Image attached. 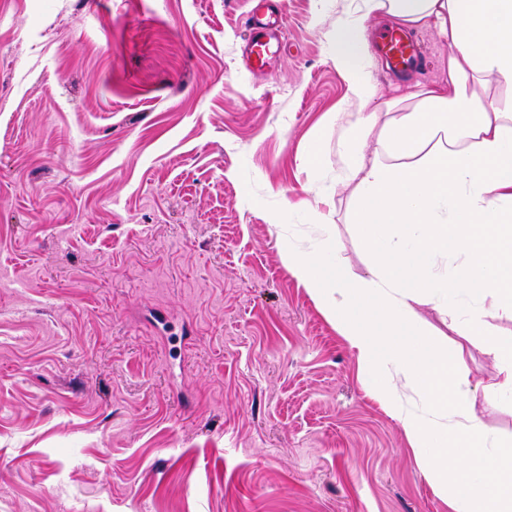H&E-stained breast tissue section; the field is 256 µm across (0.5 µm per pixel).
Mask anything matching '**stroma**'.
Listing matches in <instances>:
<instances>
[{
	"mask_svg": "<svg viewBox=\"0 0 512 512\" xmlns=\"http://www.w3.org/2000/svg\"><path fill=\"white\" fill-rule=\"evenodd\" d=\"M0 0V512H448L371 374L288 269L328 213L372 258L342 165L301 163L352 110L325 51L359 0ZM374 106L448 76V44ZM248 24L250 37L243 49V60L248 69L262 71L280 50L279 20L264 4L250 12Z\"/></svg>",
	"mask_w": 512,
	"mask_h": 512,
	"instance_id": "35a3bbf8",
	"label": "stroma"
}]
</instances>
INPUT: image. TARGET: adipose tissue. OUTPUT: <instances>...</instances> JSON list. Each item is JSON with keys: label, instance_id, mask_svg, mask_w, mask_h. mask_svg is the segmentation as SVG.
I'll return each mask as SVG.
<instances>
[{"label": "adipose tissue", "instance_id": "ef3b65f1", "mask_svg": "<svg viewBox=\"0 0 512 512\" xmlns=\"http://www.w3.org/2000/svg\"><path fill=\"white\" fill-rule=\"evenodd\" d=\"M408 28L429 26L448 43V83L411 92L412 111L382 119L362 58L371 14ZM328 52L349 64L358 108L336 145L304 155L325 167L329 148L347 154L336 179L358 199L354 221L373 261L364 277L327 271L330 238L289 251L299 284L335 322L359 364L377 371L372 396L400 423L415 462L448 512H512V440L493 435L471 399L512 400V101L481 106L479 90L512 91V0H362L326 34ZM474 307L461 311L454 294ZM478 342L494 371L473 382L463 351L442 348L420 306ZM410 387L425 412L403 405Z\"/></svg>", "mask_w": 512, "mask_h": 512}]
</instances>
